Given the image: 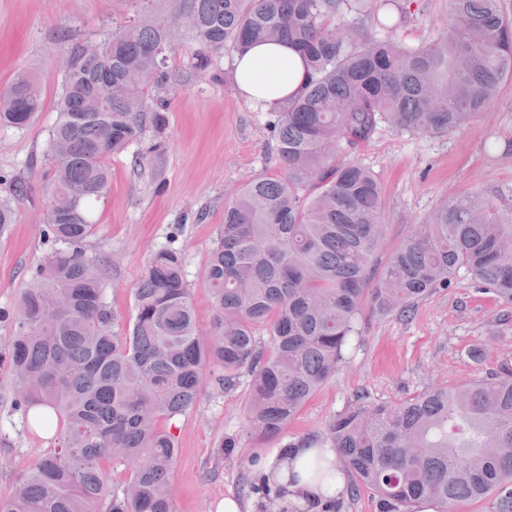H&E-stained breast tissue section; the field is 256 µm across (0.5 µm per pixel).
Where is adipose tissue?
I'll return each instance as SVG.
<instances>
[{"instance_id":"1","label":"adipose tissue","mask_w":512,"mask_h":512,"mask_svg":"<svg viewBox=\"0 0 512 512\" xmlns=\"http://www.w3.org/2000/svg\"><path fill=\"white\" fill-rule=\"evenodd\" d=\"M233 78L238 94L266 111L278 110L296 96L307 78L302 56L285 43H257L235 56ZM330 446L308 448L280 444L252 465L257 482L279 489L288 512H326L349 487L348 473L333 468Z\"/></svg>"}]
</instances>
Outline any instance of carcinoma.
I'll return each mask as SVG.
<instances>
[{"mask_svg": "<svg viewBox=\"0 0 512 512\" xmlns=\"http://www.w3.org/2000/svg\"><path fill=\"white\" fill-rule=\"evenodd\" d=\"M136 19L86 52L62 33L64 80L49 131L44 236L51 251L21 293L8 345L15 410L59 417L56 446L22 477L0 512H176L170 473L178 448L158 425L198 401L207 369L226 390L250 377L246 430L277 437L345 360L365 305L410 314L467 269L512 302V206L450 196L375 263L385 225L370 169L341 158L382 125L445 134L473 119L512 77V20L499 0H448V34L410 47L341 19L345 0H131ZM234 53L286 42L308 80L273 125L283 175L243 184L224 205L203 283L215 316L196 327L181 255L149 259L123 330L105 297L106 272L84 246L107 193L113 154L140 139L154 88L178 40ZM125 89L110 96L107 83ZM44 108L39 80L16 76L0 94V125L29 126ZM14 211L0 203V243ZM268 326L265 352L254 326ZM323 437L336 464L373 489L380 512H410L430 498L443 512L495 489L512 512V365L398 404L359 403ZM131 468L120 490L105 464Z\"/></svg>", "mask_w": 512, "mask_h": 512, "instance_id": "1", "label": "carcinoma"}]
</instances>
